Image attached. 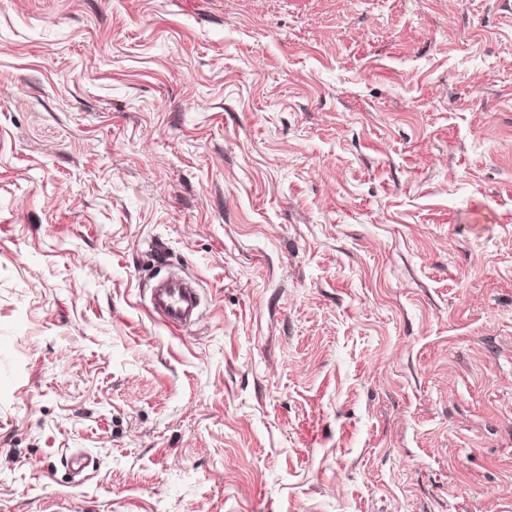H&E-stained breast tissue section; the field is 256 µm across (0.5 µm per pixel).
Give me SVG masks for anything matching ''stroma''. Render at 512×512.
I'll list each match as a JSON object with an SVG mask.
<instances>
[{"label":"stroma","mask_w":512,"mask_h":512,"mask_svg":"<svg viewBox=\"0 0 512 512\" xmlns=\"http://www.w3.org/2000/svg\"><path fill=\"white\" fill-rule=\"evenodd\" d=\"M0 512H512V0H0ZM171 277L152 294V311L167 326L184 327L201 317V300L193 288H186Z\"/></svg>","instance_id":"35a3bbf8"}]
</instances>
